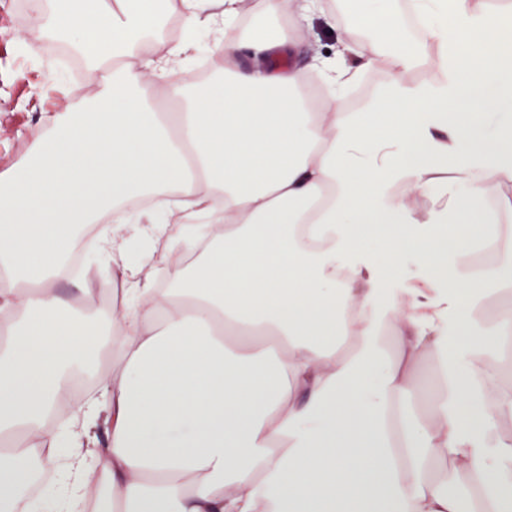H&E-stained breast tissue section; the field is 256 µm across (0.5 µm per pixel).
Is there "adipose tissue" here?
Here are the masks:
<instances>
[{
  "instance_id": "adipose-tissue-1",
  "label": "adipose tissue",
  "mask_w": 512,
  "mask_h": 512,
  "mask_svg": "<svg viewBox=\"0 0 512 512\" xmlns=\"http://www.w3.org/2000/svg\"><path fill=\"white\" fill-rule=\"evenodd\" d=\"M240 3L174 0L218 38L224 72L219 90L167 82L174 113L143 78L166 79L194 44L150 46L160 0H54L33 15L31 40L70 42L108 91L54 116L0 175V512L62 454L69 486L51 512H82L92 488L99 512H512V438L498 430L512 305L471 333L488 291L512 287V222L486 211L512 189V10L411 0L425 58L391 21L342 39L315 64L326 83L393 75L343 112L332 95L304 100L296 29L231 41ZM423 64L431 79L406 80ZM148 194L163 220L140 233L163 242L171 287L137 277L136 307L78 310L54 289L75 231L111 205L96 244L124 260L121 205ZM200 218L224 234L182 266ZM481 244L499 262L472 266ZM407 256L428 273L385 297ZM105 349L102 399L58 452L45 419ZM436 353L443 365L416 380Z\"/></svg>"
}]
</instances>
